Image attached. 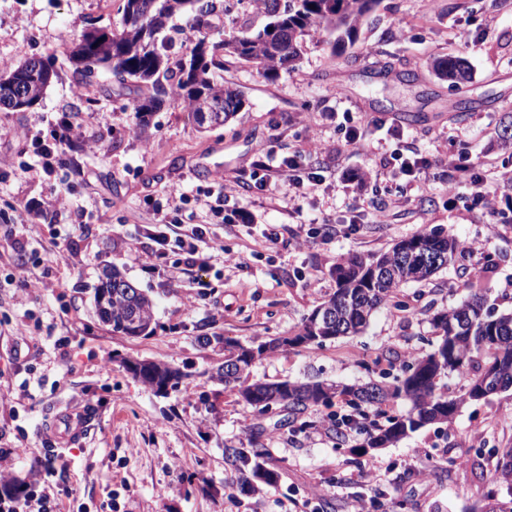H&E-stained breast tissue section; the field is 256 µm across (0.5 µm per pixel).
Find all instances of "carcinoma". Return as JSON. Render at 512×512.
Segmentation results:
<instances>
[{
	"mask_svg": "<svg viewBox=\"0 0 512 512\" xmlns=\"http://www.w3.org/2000/svg\"><path fill=\"white\" fill-rule=\"evenodd\" d=\"M292 8H280L279 0H260L268 22L258 30L245 28L226 40L212 44L211 53L198 55L221 24L224 0H125L123 9L136 6L132 22L117 31L101 28V34L83 31L66 47L76 70H103L122 89L133 88L128 103L138 124L158 111L165 101L183 106L200 129H214L230 121L244 104L238 88L215 78L224 68L216 59L220 50L252 63L267 79L279 70L292 68L300 56L303 38L314 32L332 47L354 41L374 8L376 0H291ZM192 13L196 42L189 57L166 53L164 39L169 21ZM43 61L30 58L7 74H0V109L17 112L15 93L29 102L40 101L49 82L42 78ZM434 70L450 79L468 78L464 62L455 57L433 61ZM25 75L22 88L14 91L12 79ZM464 253L463 243L436 229L425 228L401 239L389 249L367 256L350 255L334 268L336 290L297 327L290 336H275L254 347H244L226 338L229 355L216 368V378L237 390L239 397L257 413L278 405L288 411V423L298 421L312 407L333 401L354 410L334 420L337 438L345 441L343 428L359 425L362 448L372 450L394 445L431 424L450 423L468 403L512 388V312L500 311L475 294L462 303L437 312L431 318L435 342L430 350L402 364L393 381H370L361 386L326 381L249 380L254 363L280 349L321 346L339 336L359 334L374 313L388 303L396 291L411 282L428 280L453 264ZM99 320L115 333L149 336L154 332L153 301L119 272L105 273L94 289ZM135 378L161 391L160 383L173 373L170 389L181 387L187 374L153 361H127ZM465 373V388L451 394L439 380ZM384 422H379V419ZM494 479L512 484V447L493 449ZM228 461L241 475V484L256 488L278 482L280 473L267 466L266 449H228Z\"/></svg>",
	"mask_w": 512,
	"mask_h": 512,
	"instance_id": "carcinoma-1",
	"label": "carcinoma"
}]
</instances>
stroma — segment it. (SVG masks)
Instances as JSON below:
<instances>
[{"label": "stroma", "instance_id": "obj_1", "mask_svg": "<svg viewBox=\"0 0 512 512\" xmlns=\"http://www.w3.org/2000/svg\"><path fill=\"white\" fill-rule=\"evenodd\" d=\"M123 4L0 0V73L36 57L58 74L31 110L0 111V161L13 165L0 176V456L12 459L15 478L28 482L26 451L46 447L48 427L87 407L89 424L72 447H46L54 463L40 487L58 512H352L359 498L366 512H476L487 491L512 499V486L487 480L491 449L512 444V388L466 405L450 424L365 452L357 435L343 446L336 440L330 417L345 414L344 405L310 409L312 429L286 426L280 408L254 415L214 377L225 339L288 335L334 292L341 258L386 250L425 227L482 240L484 252L403 285L398 305L379 309L363 334L278 351L253 366L252 378L363 384L428 352L436 312L476 293L512 309V210L487 212L474 206L465 178L448 181L452 162L474 173L512 166V133L503 132L512 124V0H378L354 45L335 51L306 39L294 67L273 79L225 57L222 75L246 102L209 131L167 103L137 129L126 97L105 92V73L86 82L69 63L66 43L92 23L118 26ZM459 27L476 30L472 45L451 38ZM441 56L464 60L468 82L439 77L430 62ZM79 84L86 100L73 94ZM63 118L93 132L98 148L49 169L38 143L51 141ZM371 118L386 128L371 130L362 152L344 149L346 129ZM393 125L433 160L422 197L407 205L397 202L403 180L348 179L399 149ZM312 129L343 147L307 156L322 187L296 197L277 176L253 192L257 154L301 150ZM220 177L236 184L237 201L219 217L210 206ZM175 183L186 200L168 198ZM60 195L67 207L58 211ZM370 200L385 205L382 221L349 224ZM160 210L206 226L208 289L173 260L156 263L149 233ZM328 222L334 236L295 247L297 236ZM20 249L37 282L27 294L15 268ZM229 254L245 267L226 266ZM107 267L152 299L153 335L116 334L97 319L94 287ZM387 353L395 362L384 361ZM127 359L165 363L188 378L161 395L127 371ZM255 439L281 474L258 495L236 490L238 474L224 459L225 449Z\"/></svg>", "mask_w": 512, "mask_h": 512}]
</instances>
